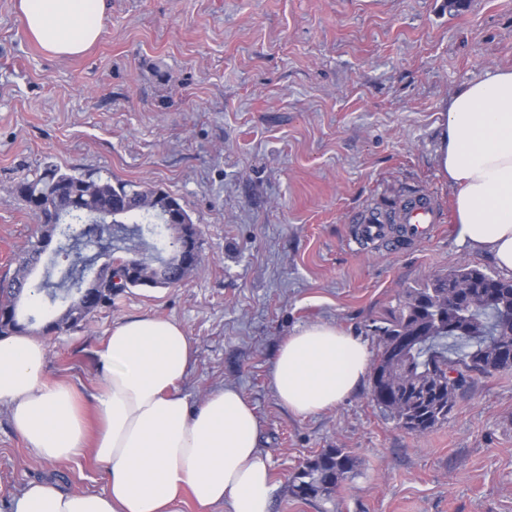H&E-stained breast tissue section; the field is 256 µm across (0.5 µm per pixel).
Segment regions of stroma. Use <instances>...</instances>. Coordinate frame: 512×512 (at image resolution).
I'll return each instance as SVG.
<instances>
[{"label":"stroma","mask_w":512,"mask_h":512,"mask_svg":"<svg viewBox=\"0 0 512 512\" xmlns=\"http://www.w3.org/2000/svg\"><path fill=\"white\" fill-rule=\"evenodd\" d=\"M106 0L98 41L75 57L39 46L0 0V278L36 221L17 195L45 169L146 182L183 205L202 262L176 287L115 297L85 328L46 336L44 377L91 407L97 352L136 316L182 325L190 404L237 387L261 420L272 512H512V372L463 389L447 423L409 433L370 400L298 417L268 383L282 340L330 322L376 348L403 289L460 265L496 266L452 232L438 164L440 114L466 84L512 68V0ZM433 201L438 229L394 252L357 250L360 214ZM325 448L358 459L332 496L292 474ZM103 491L92 456L38 460L0 406V512L27 484Z\"/></svg>","instance_id":"stroma-1"}]
</instances>
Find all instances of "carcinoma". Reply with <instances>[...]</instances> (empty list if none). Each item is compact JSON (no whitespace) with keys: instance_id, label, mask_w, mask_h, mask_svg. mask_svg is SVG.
<instances>
[{"instance_id":"1","label":"carcinoma","mask_w":512,"mask_h":512,"mask_svg":"<svg viewBox=\"0 0 512 512\" xmlns=\"http://www.w3.org/2000/svg\"><path fill=\"white\" fill-rule=\"evenodd\" d=\"M18 195L38 220V235L28 257L9 280H0V336L26 330L35 322L23 317L20 306L29 289L43 294L51 305L63 309L55 329L77 328L97 310L112 306V296L144 287L141 275H132L137 257L166 262V285L182 282L201 263L185 261L183 250L165 258L150 242V225L172 224L173 241L183 244L190 235L200 248L198 229L182 205L171 210L175 198L166 191L134 182L97 178L48 169L35 180L18 184ZM61 206L65 224L86 229L73 240L60 237L58 224L41 216ZM106 210L115 215L109 228L110 250L104 262L103 288L86 290L88 276L98 266L101 253L92 252L104 230L91 223L92 215ZM175 212L170 219L168 214ZM51 252L43 279L30 284L32 267ZM127 272V279L112 283V270ZM459 302V326L448 328V297ZM512 312V278L500 277L475 265H461L430 276L406 288L392 317L372 326L378 338L371 376V400L398 426L424 434L448 422L458 393L467 385L466 373L487 377L512 370V326L498 323ZM44 327L49 334L54 329ZM357 459L345 448H326L306 460L292 476L290 490L301 498L330 494L354 476Z\"/></svg>"}]
</instances>
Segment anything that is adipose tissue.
<instances>
[{"label":"adipose tissue","instance_id":"obj_1","mask_svg":"<svg viewBox=\"0 0 512 512\" xmlns=\"http://www.w3.org/2000/svg\"><path fill=\"white\" fill-rule=\"evenodd\" d=\"M106 0H19L23 28L62 57L99 38ZM439 165L454 193L456 237L512 272V69H496L454 95L442 113ZM46 345L27 333L0 336V404L38 457L69 461L92 450L108 475L105 492L25 486L13 512H270L276 485L260 447V420L239 390L213 389L198 405L182 394L193 360L174 321L130 318L98 353L96 435H89L74 385L42 376ZM361 337L328 323L304 325L281 343L268 372L279 403L298 416L335 408L364 381Z\"/></svg>","mask_w":512,"mask_h":512}]
</instances>
